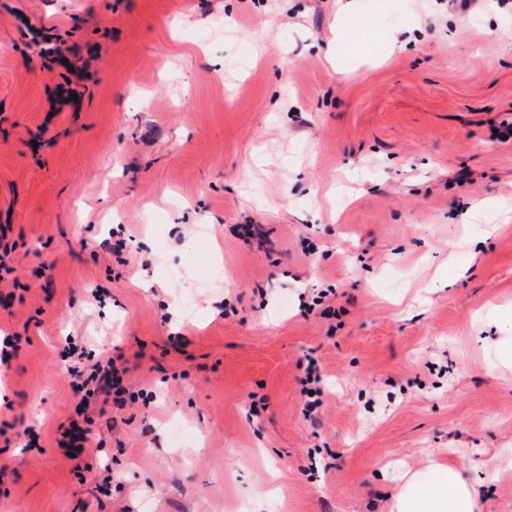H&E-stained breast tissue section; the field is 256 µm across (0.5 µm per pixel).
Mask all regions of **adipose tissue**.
Returning <instances> with one entry per match:
<instances>
[{
	"label": "adipose tissue",
	"instance_id": "1",
	"mask_svg": "<svg viewBox=\"0 0 512 512\" xmlns=\"http://www.w3.org/2000/svg\"><path fill=\"white\" fill-rule=\"evenodd\" d=\"M428 482L403 475L390 512H479L480 492L454 466L439 456L432 457Z\"/></svg>",
	"mask_w": 512,
	"mask_h": 512
}]
</instances>
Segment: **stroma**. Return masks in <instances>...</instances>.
Here are the masks:
<instances>
[{
	"label": "stroma",
	"instance_id": "stroma-1",
	"mask_svg": "<svg viewBox=\"0 0 512 512\" xmlns=\"http://www.w3.org/2000/svg\"><path fill=\"white\" fill-rule=\"evenodd\" d=\"M41 25L91 63L79 108ZM510 118L512 0H0V512H388L441 451L512 512ZM70 336L149 394L93 403L78 464ZM9 224L0 225V286L12 282L15 285V277L10 275L16 272L17 268L10 265V255L15 251L14 242L8 240L11 232ZM321 368L316 357L310 356L307 360L304 381V413L310 420H316L323 405V389ZM313 392V395H310Z\"/></svg>",
	"mask_w": 512,
	"mask_h": 512
}]
</instances>
